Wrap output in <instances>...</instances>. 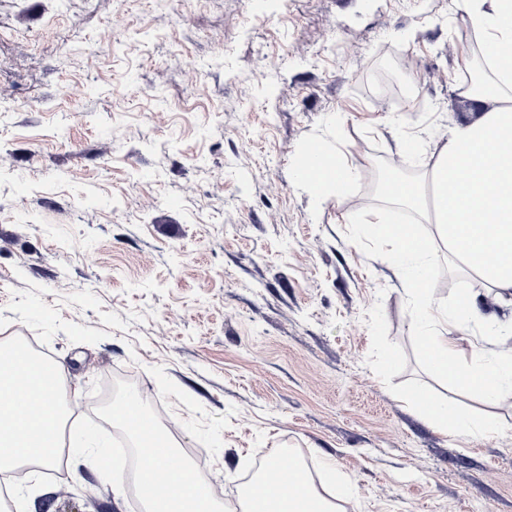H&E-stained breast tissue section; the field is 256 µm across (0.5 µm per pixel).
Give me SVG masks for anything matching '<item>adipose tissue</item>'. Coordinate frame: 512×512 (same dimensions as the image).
Returning <instances> with one entry per match:
<instances>
[{"mask_svg": "<svg viewBox=\"0 0 512 512\" xmlns=\"http://www.w3.org/2000/svg\"><path fill=\"white\" fill-rule=\"evenodd\" d=\"M481 35L482 47L512 50V0H495L484 12L480 0H459ZM476 102H493L492 110L469 124L449 130L448 141L427 173L429 186L416 180L388 183L394 202L425 214L448 244V257L463 272L490 286L512 289V67L466 88ZM317 177L300 176L319 199L352 194L353 174L330 151L323 150ZM371 236L392 242L386 257L398 267L413 300L419 343L431 368L449 382H470L489 400L512 394V351L486 354L473 349L463 356L443 331L470 314L474 300L461 296L448 307L435 306L430 246L406 226L391 225L384 214L368 221ZM70 405L62 388V370L21 345L0 343V472L35 463L52 467L58 460L59 433ZM424 415L440 428L467 436L491 435L496 425L467 411L422 400Z\"/></svg>", "mask_w": 512, "mask_h": 512, "instance_id": "1", "label": "adipose tissue"}]
</instances>
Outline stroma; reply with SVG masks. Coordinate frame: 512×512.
I'll list each match as a JSON object with an SVG mask.
<instances>
[{
  "label": "stroma",
  "instance_id": "35a3bbf8",
  "mask_svg": "<svg viewBox=\"0 0 512 512\" xmlns=\"http://www.w3.org/2000/svg\"><path fill=\"white\" fill-rule=\"evenodd\" d=\"M471 27L454 0H0V341L63 364L77 419L132 383L226 506L289 445L353 481L346 512H512V395L433 372L357 222L392 205L380 165L423 175L485 112ZM313 145L354 198L297 181ZM463 295L449 341L512 348V295L435 278L436 305ZM414 394L497 433L441 431ZM24 484L23 512H142L69 454Z\"/></svg>",
  "mask_w": 512,
  "mask_h": 512
}]
</instances>
